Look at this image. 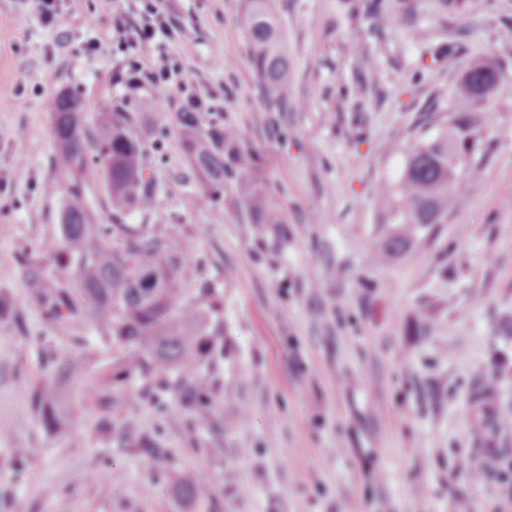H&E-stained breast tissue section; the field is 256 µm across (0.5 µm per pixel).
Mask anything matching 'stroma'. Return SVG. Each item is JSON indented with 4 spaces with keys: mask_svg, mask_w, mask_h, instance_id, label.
I'll return each mask as SVG.
<instances>
[{
    "mask_svg": "<svg viewBox=\"0 0 512 512\" xmlns=\"http://www.w3.org/2000/svg\"><path fill=\"white\" fill-rule=\"evenodd\" d=\"M365 4L283 0L280 112L248 61L243 0H177L189 36L169 51L207 104L199 118L238 133L284 218L253 224L232 190L200 191L177 135L181 95L127 99L114 23L132 0H83L50 23L0 0V86L14 90L0 99V512H512V0H383L379 19ZM448 43L454 63L434 60ZM486 57L507 82L486 102L479 178L447 223L377 261L379 184L456 111L452 85ZM62 90L91 114L114 103L141 116L161 190L121 221L180 243L185 300L212 281L223 301L222 356L161 371L151 390L117 378L128 350L88 318L43 313L64 199L44 102ZM66 353L84 374L53 434L34 396ZM180 377L216 383L223 401L186 411ZM493 383L498 453L485 466L471 396ZM189 474L192 499L178 492Z\"/></svg>",
    "mask_w": 512,
    "mask_h": 512,
    "instance_id": "35a3bbf8",
    "label": "stroma"
}]
</instances>
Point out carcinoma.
<instances>
[{"instance_id": "obj_1", "label": "carcinoma", "mask_w": 512, "mask_h": 512, "mask_svg": "<svg viewBox=\"0 0 512 512\" xmlns=\"http://www.w3.org/2000/svg\"><path fill=\"white\" fill-rule=\"evenodd\" d=\"M245 25L248 60L262 97L277 109L288 105V50L278 0H247ZM491 79L478 68L463 73L452 94L467 111L450 114L436 135L411 150L400 175L378 186L381 223L394 225L380 246V257L403 254L420 225L445 223L456 210L462 187L479 175L473 158L480 151L477 127L484 108L474 93L481 85L497 90ZM48 110L56 141L52 166L65 189L59 260L71 285L48 297L46 315L61 321L82 306L98 329L130 347L131 368L145 380L170 366L214 355L208 337L224 333V323L212 319L217 312L210 302L214 286L203 285L195 304L188 305L177 287L178 244L127 229L128 253H118L108 243L112 225L96 223L85 200V186L102 179L112 212L153 207L160 187L145 177L146 150L134 134L138 116L106 107L91 124L83 99L68 90L51 98ZM179 123L182 148L204 191L234 187L253 223H282L279 211L250 186L252 159L234 131L206 129L194 112L181 113ZM82 373L83 365L75 358L66 359L58 371L64 382ZM193 386L189 379L177 384L188 393V406L207 407L212 402L209 393L194 391ZM37 405L47 431L65 427L70 402L62 387L40 390Z\"/></svg>"}]
</instances>
